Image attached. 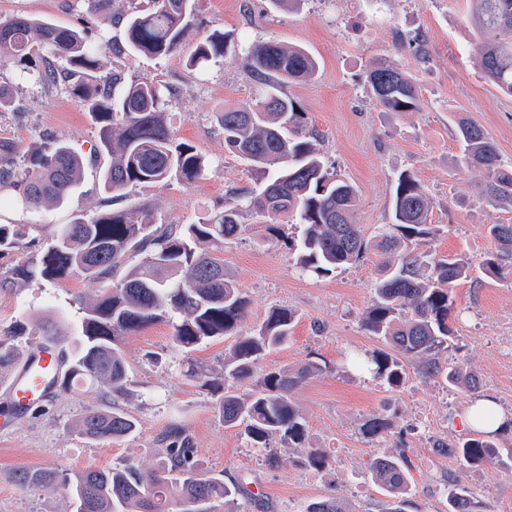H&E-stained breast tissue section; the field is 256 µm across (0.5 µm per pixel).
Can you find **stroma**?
<instances>
[{
  "label": "stroma",
  "instance_id": "35a3bbf8",
  "mask_svg": "<svg viewBox=\"0 0 512 512\" xmlns=\"http://www.w3.org/2000/svg\"><path fill=\"white\" fill-rule=\"evenodd\" d=\"M148 0H112V25L100 29L85 0H0V20L23 15L62 27L104 31L112 46L99 82L117 73L123 83L147 77L176 89L166 104L177 138L194 145L211 161L206 176L192 184L172 182L133 192L121 208L143 206L159 222L189 224L224 207L226 193L254 187L255 174L224 146L214 114L255 93L257 83L245 68L241 42L275 41L301 47L319 61L309 80L286 84L327 163L356 187L360 206L355 220L366 238L392 221L394 177L414 171L431 200L429 221L438 230V253H462L481 261L493 244L488 224L512 223L504 209L481 193V170L466 168L455 136L457 119L480 125L512 165V97L488 83L476 63L478 39L467 24L465 0H302L289 11L269 0H198L197 15L177 51L151 59L125 47L123 17ZM231 38L223 58L190 66L197 45L209 34ZM420 36L428 53L420 59L407 40ZM388 60L415 79L419 109L386 112L364 86L373 64ZM0 84L13 89L20 110L0 113V140L21 146L54 139L70 144L84 159L85 176L68 205L25 210L0 208V218L24 224H67L79 214L104 211L108 196L99 182L106 156L96 155V126L83 102L65 89L44 91L21 79L15 67L0 68ZM381 258L371 253L327 277L303 274L283 240L257 241L249 235L224 250V267L250 301L247 326L261 323L273 306L296 311L298 321L287 347L266 355L260 372L299 366L310 359L326 362L325 373L293 394L306 419L308 441L323 449L330 466L322 472L299 463L298 453L282 450L278 465L267 451L247 444L239 429L224 428L214 409V394L186 377L182 355L172 342V328L158 322L128 336L124 358L129 396L120 405L138 421L135 434L119 441L86 438L78 421L108 402L94 387H71L18 417L0 402V512H70L63 484L29 485L22 472L41 470L73 475L85 468L109 470L133 465L151 468L162 454L171 427H186L201 472L244 477L256 501H235V512H300L309 501L333 494L352 512H387L388 497L372 481L370 465L381 454L405 446L411 493L405 512H447L446 475L459 480L482 501L486 512H512V466L495 462L460 470L439 454L434 443L464 435L460 418L476 398L489 396L512 417V274L481 275L459 282L453 291L451 347L440 366L457 365L479 381L477 391L426 377L409 369L403 387L387 389L371 376L347 369V357L380 346L361 324L371 305ZM100 282L80 275L59 285L18 284L0 288V347L7 361L0 380L17 367L28 349L41 342L32 317L55 313L65 336L57 350L72 357L78 338L72 330L83 304L96 299ZM382 416L391 429L373 438L364 423Z\"/></svg>",
  "mask_w": 512,
  "mask_h": 512
}]
</instances>
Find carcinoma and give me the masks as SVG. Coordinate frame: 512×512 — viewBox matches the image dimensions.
<instances>
[{"label":"carcinoma","instance_id":"carcinoma-1","mask_svg":"<svg viewBox=\"0 0 512 512\" xmlns=\"http://www.w3.org/2000/svg\"><path fill=\"white\" fill-rule=\"evenodd\" d=\"M149 9L136 8L126 17L127 48L146 57L173 54L194 20L196 0H152ZM478 36L479 66L497 89L512 96V0H471L468 16ZM46 45L65 61L33 59ZM224 35L212 33L196 48L191 65L224 56ZM108 48L95 43L85 30L60 27L22 15L0 20V67L16 66L46 91L69 88L85 103L98 124L96 152L108 156L100 173L103 191L119 201L129 191L152 188L172 180L190 184L204 177L209 160L171 129L162 86L149 78L131 81L116 97L106 86L92 84V73L105 67ZM246 67L258 83L246 102L215 115L224 146L256 175V187L224 198V209L193 224H160L145 210L112 209L90 218L76 216L69 224H53L50 241L39 258L18 266L0 286L43 281L64 282L78 273L103 283L97 299L83 307L77 326L80 348L62 372L59 386L87 380L108 396L127 391L123 358L127 336L159 321L173 329L172 341L184 357L214 339L235 337L224 357L220 377L202 386L223 394L214 410L226 428L239 427L254 448H283L301 452L302 464L322 472L330 461L320 448L308 446L306 420L292 400L294 389L327 366L309 360L294 370L257 375L264 357L288 345L297 320L286 306L271 308L256 327L243 323L249 299L224 270V244L257 230L266 239L281 234L278 220L286 216L302 226L300 241L288 244L294 264L303 273L326 277L336 269L377 250L383 257L374 286V299L362 316L371 335L384 348L349 357L352 367L383 381L391 389L405 384L407 368L417 365L430 375L441 373L437 357L448 350L453 290L471 276L468 258L439 254L429 247L437 229L428 224L430 200L415 173L395 179L393 222L366 240L354 224L359 197L356 187L330 169L305 125L303 113L283 91L290 80H308L318 61L305 49L276 42L244 48ZM365 87L386 112H413L419 107L414 78L398 66L380 61L365 76ZM456 137L463 163L481 169V192L503 207H512V166L499 159L494 142L477 124L459 119ZM0 194L13 196L28 209L44 204L62 206L82 183L84 162L66 143H45L18 149L0 141ZM251 218L255 223L247 224ZM494 243L480 268L500 275L512 268V224H486ZM22 225L0 224V253L22 246ZM139 257L125 266L130 256ZM48 344L63 335L49 315L34 318ZM137 420L112 404L90 411L78 424L80 434L93 439L119 440L136 432ZM387 419L363 424L371 437L389 430ZM496 435L476 432L465 438L439 440L438 451L465 469L512 459ZM169 443L155 465L101 471L89 467L67 480L73 512H213L214 499H254L241 479L204 476L198 470L187 430L174 426ZM408 457L399 448L370 466L371 477L390 498L387 512H403L410 490ZM448 512H483L454 476L445 480ZM302 512H352L333 495L313 501Z\"/></svg>","mask_w":512,"mask_h":512}]
</instances>
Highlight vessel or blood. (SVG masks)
I'll use <instances>...</instances> for the list:
<instances>
[{
  "label": "vessel or blood",
  "mask_w": 512,
  "mask_h": 512,
  "mask_svg": "<svg viewBox=\"0 0 512 512\" xmlns=\"http://www.w3.org/2000/svg\"><path fill=\"white\" fill-rule=\"evenodd\" d=\"M61 367L54 349L38 343L27 352L21 364L0 385V395L17 413L52 398L58 391L54 376L60 375Z\"/></svg>",
  "instance_id": "obj_1"
}]
</instances>
